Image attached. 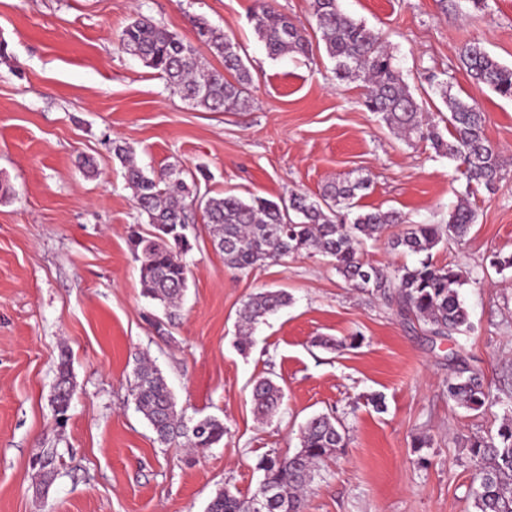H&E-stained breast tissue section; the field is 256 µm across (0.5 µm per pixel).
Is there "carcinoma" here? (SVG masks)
Returning <instances> with one entry per match:
<instances>
[{"mask_svg":"<svg viewBox=\"0 0 512 512\" xmlns=\"http://www.w3.org/2000/svg\"><path fill=\"white\" fill-rule=\"evenodd\" d=\"M311 7L325 51L336 61L337 78L364 84L367 111L380 116L391 129L427 140L436 152L460 161L467 183L476 182L489 192L496 189L503 164L485 136L486 115L477 102L455 96L446 83L440 85L448 106V117L443 119L448 124V137H443L410 92L381 33L344 14L338 0H311ZM250 18L269 55L309 51L300 29L276 13L269 0H255ZM195 27L198 37L222 59L224 70L203 68L191 44L144 16L122 30L120 46L164 75L174 93L197 107L211 111L248 107L252 76L238 45L203 19L196 20ZM459 62L474 83L512 98V66L502 64L477 43L461 47ZM113 150L124 165V177L137 207L154 228L147 237L137 231L131 234L141 262L143 294L159 301L167 317L174 316L172 308L186 289L187 269L181 255L191 249V243L185 230L194 211L200 209L206 223L213 226L214 246L231 268L247 273L269 261L312 250L331 258L336 273L349 286L382 297L397 306L400 315L423 323L431 335L455 343L457 337L471 330L460 298V288L467 279L452 267L433 264L431 259L439 244L463 239L476 224V211L469 203L457 205L446 224H410L391 237V249L417 255L420 260L387 272L364 262L360 246L380 237L389 227L404 223L405 218L395 211L361 209L359 193L370 187L366 176L328 183L319 202L303 193H293L286 201L254 197L245 202L233 195L205 198L199 195L196 184L189 185L180 177L176 168L147 173L134 162L132 146L117 144ZM289 303L290 297L281 290L249 295L239 310L237 349L248 353L256 326ZM455 372L457 376L448 382V395L459 405L479 411L500 400L479 371L463 367ZM71 391L70 367L63 360L58 365L53 397L57 411H68ZM130 396L161 445L168 447L184 437L189 447L204 450L224 438V422L215 417L203 418L199 432L187 427L165 377L152 364L143 363L136 369ZM252 398L257 413L265 417L278 410L283 393L272 379L261 377L253 383ZM346 445L344 426L329 414H317L302 427L295 453L267 454L257 467L263 471V480L276 488L279 499L288 503V512H302L301 493L313 478L315 467ZM468 448L475 512H512V419H505L496 436L473 439ZM261 497L259 488L249 496L224 489L211 501L208 512H281L257 509Z\"/></svg>","mask_w":512,"mask_h":512,"instance_id":"obj_1","label":"carcinoma"}]
</instances>
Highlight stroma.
Wrapping results in <instances>:
<instances>
[{"instance_id": "35a3bbf8", "label": "stroma", "mask_w": 512, "mask_h": 512, "mask_svg": "<svg viewBox=\"0 0 512 512\" xmlns=\"http://www.w3.org/2000/svg\"><path fill=\"white\" fill-rule=\"evenodd\" d=\"M305 32L308 56L270 57L254 33V0H0V512H206L224 489L249 495L258 461L290 454L300 427L326 413L347 428L346 448L319 463L304 512H474L467 441L496 434L504 402L465 409L447 391L455 345L396 307L345 284L320 256L301 254L243 274L225 265L203 216L187 228V288L173 319L143 294L131 231H152L112 152L129 143L138 165H182L201 192L247 200L302 192L319 199L338 178L369 177L363 209L411 224H444L461 198L477 222L432 252L469 273L461 290L473 329L465 366L512 389V99L473 84L457 50L480 43L512 65V0H339L386 38L428 118L447 106L439 83L487 115L503 178L465 192L457 162L430 142L395 135L362 105L360 82L340 81L311 0H270ZM144 16L193 43L201 63L223 62L198 42L205 19L233 37L249 69L250 105L209 111L183 101L157 71L124 52L123 27ZM291 302L236 346L242 302L263 289ZM341 348L316 346L317 338ZM68 355L74 392L65 418L52 404ZM162 371L187 424L214 416L212 448L161 447L130 397L133 370ZM272 377L284 398L259 419L251 387ZM383 394L377 412L367 395ZM53 457L43 480L38 462Z\"/></svg>"}]
</instances>
